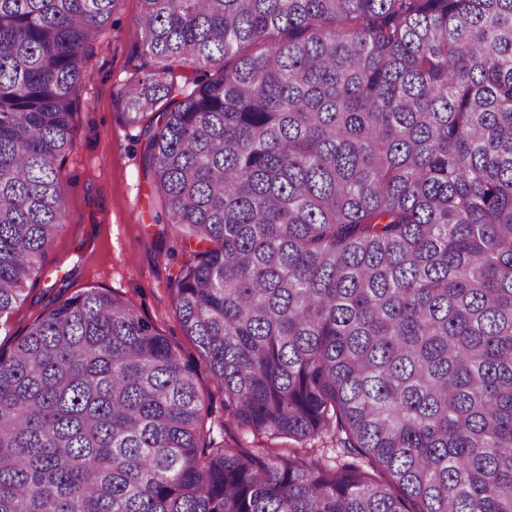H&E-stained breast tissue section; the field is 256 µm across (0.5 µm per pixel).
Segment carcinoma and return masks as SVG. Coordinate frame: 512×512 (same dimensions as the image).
Listing matches in <instances>:
<instances>
[{
  "instance_id": "cac0c4a2",
  "label": "carcinoma",
  "mask_w": 512,
  "mask_h": 512,
  "mask_svg": "<svg viewBox=\"0 0 512 512\" xmlns=\"http://www.w3.org/2000/svg\"><path fill=\"white\" fill-rule=\"evenodd\" d=\"M114 2L0 0V321ZM143 2L175 314L241 426L346 459L207 443L196 365L89 288L0 347V512H512V0Z\"/></svg>"
}]
</instances>
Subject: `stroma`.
Listing matches in <instances>:
<instances>
[{
  "label": "stroma",
  "instance_id": "35a3bbf8",
  "mask_svg": "<svg viewBox=\"0 0 512 512\" xmlns=\"http://www.w3.org/2000/svg\"><path fill=\"white\" fill-rule=\"evenodd\" d=\"M142 10V0H115L107 31L93 48L78 92L75 146L62 169L64 224L29 284L26 301L0 329V344L9 345L40 315L80 291L115 293L154 323L183 360L196 362L218 443L276 454L314 448L325 463H333L337 451L329 437L301 442L256 437L225 414L224 397L174 312L170 286L199 242L174 237L154 190L145 163V131L156 125V113L136 115L126 107L128 85L145 70L139 53Z\"/></svg>",
  "mask_w": 512,
  "mask_h": 512
}]
</instances>
